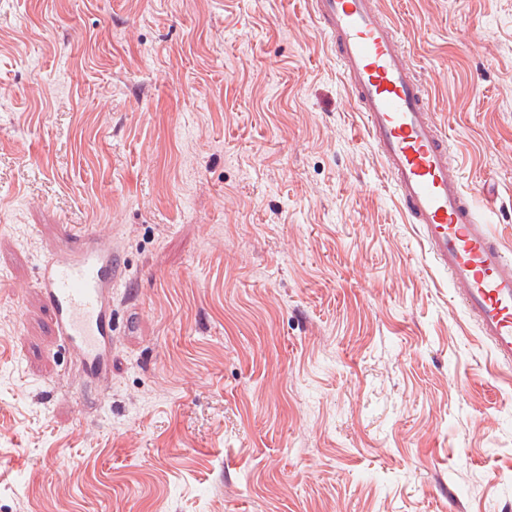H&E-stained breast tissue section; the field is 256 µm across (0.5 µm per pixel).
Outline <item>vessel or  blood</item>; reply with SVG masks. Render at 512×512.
Here are the masks:
<instances>
[{
    "mask_svg": "<svg viewBox=\"0 0 512 512\" xmlns=\"http://www.w3.org/2000/svg\"><path fill=\"white\" fill-rule=\"evenodd\" d=\"M330 43L400 206L495 358L512 364V260L449 163L429 92L379 0H307ZM125 283L112 238L67 225L35 281L52 335L83 366L88 387L112 373V301Z\"/></svg>",
    "mask_w": 512,
    "mask_h": 512,
    "instance_id": "b4317fda",
    "label": "vessel or blood"
}]
</instances>
